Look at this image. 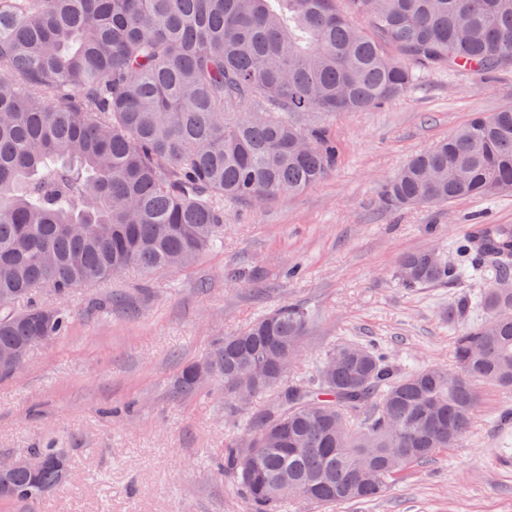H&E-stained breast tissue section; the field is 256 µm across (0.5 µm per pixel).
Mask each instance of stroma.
<instances>
[{"label": "stroma", "mask_w": 512, "mask_h": 512, "mask_svg": "<svg viewBox=\"0 0 512 512\" xmlns=\"http://www.w3.org/2000/svg\"><path fill=\"white\" fill-rule=\"evenodd\" d=\"M509 107L512 70L425 73L380 107L320 117L338 147L335 169L255 207L222 202L224 238L193 264L76 288L65 301L68 334L0 379V457L50 442L72 478L28 504L0 503V512H248L216 466L276 390L238 407L221 381L183 393L177 379L216 340L281 304L313 314L288 380L314 378L326 353L348 343L381 345L400 375L449 362L458 327L448 306L485 281L405 288L398 261L433 248L455 261L452 244L471 225H512V193L395 208L381 186L475 113ZM477 390L458 446L408 469L384 496L335 512H512V395L487 383Z\"/></svg>", "instance_id": "stroma-1"}]
</instances>
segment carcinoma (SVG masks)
Listing matches in <instances>:
<instances>
[{"label":"carcinoma","instance_id":"1","mask_svg":"<svg viewBox=\"0 0 512 512\" xmlns=\"http://www.w3.org/2000/svg\"><path fill=\"white\" fill-rule=\"evenodd\" d=\"M511 67L512 0H0V349L24 361L66 334L70 312L45 295L193 263L224 237L219 202L321 181L337 148L306 116L369 110L431 70ZM511 191L510 107L410 158L382 195L407 207ZM454 249L453 263L399 259L409 288L489 278L448 307L463 324L451 366L398 376L384 352L348 345L284 385L312 320L294 303L214 346L207 361L238 404L279 388L224 449L219 474L249 512L381 497L465 437L474 382L512 392V226L475 224ZM475 309L483 319L465 324ZM256 364L269 381L244 392L238 377ZM196 369L181 370L180 391L198 389ZM31 456L39 468L0 475V501L65 483L62 453Z\"/></svg>","mask_w":512,"mask_h":512}]
</instances>
